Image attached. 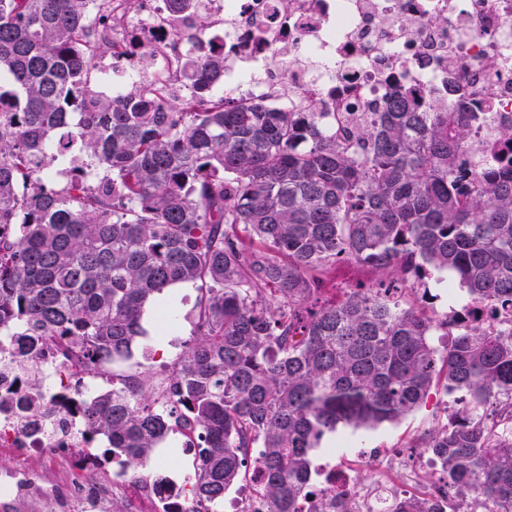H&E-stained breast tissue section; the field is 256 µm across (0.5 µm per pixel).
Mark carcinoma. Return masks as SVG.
Instances as JSON below:
<instances>
[{
	"mask_svg": "<svg viewBox=\"0 0 512 512\" xmlns=\"http://www.w3.org/2000/svg\"><path fill=\"white\" fill-rule=\"evenodd\" d=\"M112 0H0V336L74 348L87 372L125 361L146 308L199 292L194 336L157 407L147 375L104 392L81 425L128 469L178 430L195 438L185 484L205 512L247 474L267 512L314 494L311 451L338 426L374 427L434 388L445 420L418 442L451 476L512 512V333L443 323L418 281L448 275L479 302L512 306V157L478 174L470 112L400 96L329 128L319 112L216 97L224 38L206 0L182 54L190 99L92 86ZM338 262L375 287L320 302Z\"/></svg>",
	"mask_w": 512,
	"mask_h": 512,
	"instance_id": "cac0c4a2",
	"label": "carcinoma"
}]
</instances>
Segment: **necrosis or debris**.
Masks as SVG:
<instances>
[{"mask_svg":"<svg viewBox=\"0 0 512 512\" xmlns=\"http://www.w3.org/2000/svg\"><path fill=\"white\" fill-rule=\"evenodd\" d=\"M209 10L224 34V83L216 94L293 112L313 102L339 115L384 110L399 94L424 110L464 104L479 114L469 150L476 164L512 149L500 137L512 129V0H210ZM435 14L447 15L446 27L429 25ZM108 24L105 91L118 96L139 82L170 98L191 96L165 0H143L133 14L116 2ZM27 377L39 388H23ZM111 384L108 374L88 379L74 351L52 341L33 357L0 338V387L45 411L32 419L17 407L0 408V452L16 457L0 472V512H111L116 498L127 512H197L195 501L169 499L149 478L75 467L94 448L82 433L78 402ZM447 484L442 475L423 482L415 468L400 485L362 483L353 465L334 464L302 510L383 512L388 502L414 497L441 512H493L477 492L449 501Z\"/></svg>","mask_w":512,"mask_h":512,"instance_id":"obj_1","label":"necrosis or debris"}]
</instances>
